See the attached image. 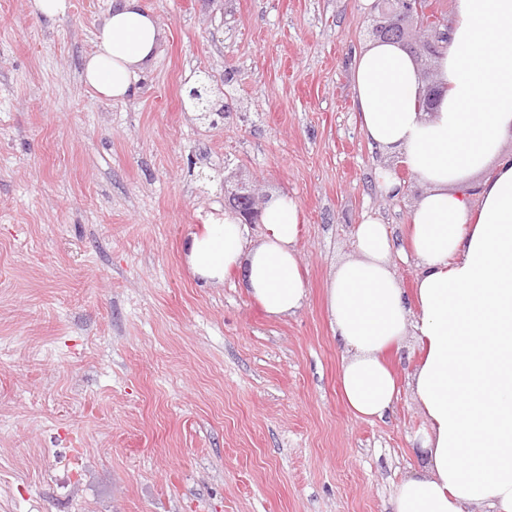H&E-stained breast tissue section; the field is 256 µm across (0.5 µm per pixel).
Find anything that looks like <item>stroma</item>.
I'll return each mask as SVG.
<instances>
[{
  "label": "stroma",
  "instance_id": "1",
  "mask_svg": "<svg viewBox=\"0 0 512 512\" xmlns=\"http://www.w3.org/2000/svg\"><path fill=\"white\" fill-rule=\"evenodd\" d=\"M35 19L0 0V512H392L421 467L405 383L367 422L346 408L330 273L370 215L407 243L415 174L363 136L353 58L383 18L362 0H143L163 35L122 101L82 80L112 0ZM209 80L227 115L185 110ZM249 177L300 210L305 306L268 317L238 276L185 257Z\"/></svg>",
  "mask_w": 512,
  "mask_h": 512
}]
</instances>
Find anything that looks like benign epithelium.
Returning <instances> with one entry per match:
<instances>
[{
	"label": "benign epithelium",
	"instance_id": "1",
	"mask_svg": "<svg viewBox=\"0 0 512 512\" xmlns=\"http://www.w3.org/2000/svg\"><path fill=\"white\" fill-rule=\"evenodd\" d=\"M393 4L397 5L394 13L398 23L385 26L380 38L400 43L413 31L417 54H437L442 47L445 30L442 29L439 17L430 11L429 0H375L373 8L384 12ZM231 200L232 210L241 219V223H259L262 199L255 186L238 182L237 190L231 193Z\"/></svg>",
	"mask_w": 512,
	"mask_h": 512
}]
</instances>
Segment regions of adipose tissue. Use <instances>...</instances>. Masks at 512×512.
<instances>
[{"mask_svg": "<svg viewBox=\"0 0 512 512\" xmlns=\"http://www.w3.org/2000/svg\"><path fill=\"white\" fill-rule=\"evenodd\" d=\"M162 30L141 0H113L84 65V82L121 100L156 56ZM445 93L420 109L423 82L399 45L375 42L354 59L360 129L402 159L427 190L411 214L413 296L394 272L403 257L386 225L356 226L358 259L339 262L326 307L347 356L340 383L354 416L383 419L399 392L384 362L414 333L422 357L410 386L426 422L424 464L397 487L394 512H512V0H456L436 58ZM260 241L232 213L186 242L200 279L239 272L272 318L297 314L307 292L299 272L300 212L271 196Z\"/></svg>", "mask_w": 512, "mask_h": 512, "instance_id": "ef3b65f1", "label": "adipose tissue"}]
</instances>
